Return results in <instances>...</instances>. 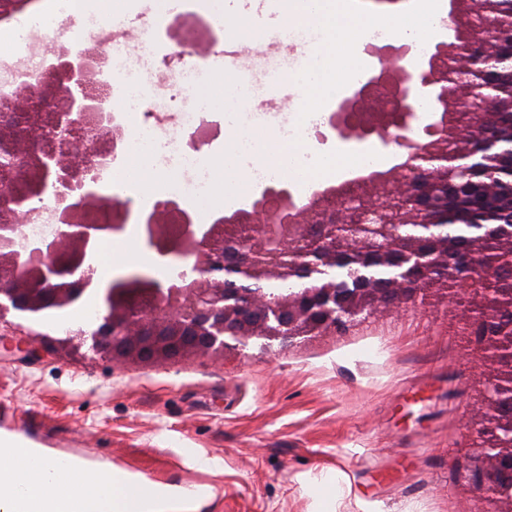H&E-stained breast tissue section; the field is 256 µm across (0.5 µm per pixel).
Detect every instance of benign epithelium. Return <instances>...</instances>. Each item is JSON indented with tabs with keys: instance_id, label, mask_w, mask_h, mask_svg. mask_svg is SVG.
<instances>
[{
	"instance_id": "obj_1",
	"label": "benign epithelium",
	"mask_w": 512,
	"mask_h": 512,
	"mask_svg": "<svg viewBox=\"0 0 512 512\" xmlns=\"http://www.w3.org/2000/svg\"><path fill=\"white\" fill-rule=\"evenodd\" d=\"M31 0L0 2L6 21ZM459 34L436 44L416 67L395 65L370 71L336 100L327 126L341 142H372L404 150L400 166L377 180L354 172L345 182L365 189L348 193L327 186L318 193L294 196L286 182L265 187L248 201L252 232L238 236L242 214L217 211L200 224L174 199L158 201L138 215L144 240L163 260L191 259L193 276L160 292L141 276L121 278L104 288L107 314L92 331L79 330L65 342L78 349L86 342L114 358L168 357L167 345L196 342L193 350L222 353L232 346L291 345L336 331L374 314L414 301L431 285L444 284L447 302L465 298L464 324L484 377L477 403L467 420L475 436L471 481L484 490L494 512H512V399L501 404V387L512 390V323L508 333L495 322L512 317V236L498 243L508 254L501 265L488 249L490 230L481 221L448 231L439 201L442 191L466 178L497 142L485 129L496 116L499 80L512 76V16H495V0H448V27ZM111 76L94 47L55 50L45 59L39 87L20 89L7 111L19 114L17 126L0 124V153L9 150L19 164L0 174V211L11 208L0 225V321L12 311L35 313L65 306L91 284L89 259L106 239L124 234L130 218L116 207L110 224H98L101 172L121 150L122 129L113 125L108 97L99 88ZM434 90L435 114L453 136L443 145L406 134L389 135L395 125L408 130L416 119L415 103ZM473 121L459 127L454 113ZM52 190L58 213L54 237L34 241L25 253L11 249L37 211L25 202ZM481 196L512 213V193H499L494 171L478 184ZM377 219L368 223L363 211ZM462 240L470 258L481 262L480 277L465 279L448 258ZM311 243L323 254L306 251ZM307 272V285L278 292L274 288H227L224 276L242 282L283 281Z\"/></svg>"
}]
</instances>
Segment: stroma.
Wrapping results in <instances>:
<instances>
[{"label": "stroma", "instance_id": "stroma-1", "mask_svg": "<svg viewBox=\"0 0 512 512\" xmlns=\"http://www.w3.org/2000/svg\"><path fill=\"white\" fill-rule=\"evenodd\" d=\"M265 33L254 49L218 32L207 82L228 77L226 107L286 105L288 64L311 49L289 37L277 9L229 0ZM160 0H139L127 45L169 73L191 57L175 37L152 44V25H173ZM83 315L51 322L10 313L0 323V437L48 454L88 455L156 485L213 489L200 512H319L316 492L350 489L335 512H493L469 478L466 418L482 369L461 306L419 294L340 332L285 348L192 353L170 361L80 352L37 353L39 339L89 328Z\"/></svg>", "mask_w": 512, "mask_h": 512}]
</instances>
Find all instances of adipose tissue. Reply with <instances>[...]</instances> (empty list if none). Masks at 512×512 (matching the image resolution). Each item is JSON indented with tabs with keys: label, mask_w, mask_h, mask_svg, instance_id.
I'll list each match as a JSON object with an SVG mask.
<instances>
[{
	"label": "adipose tissue",
	"mask_w": 512,
	"mask_h": 512,
	"mask_svg": "<svg viewBox=\"0 0 512 512\" xmlns=\"http://www.w3.org/2000/svg\"><path fill=\"white\" fill-rule=\"evenodd\" d=\"M123 0H48L43 12L20 16L0 42L13 46L27 38L35 27H44L84 11L117 18L124 12ZM284 21L291 27L312 22L321 29L323 47L315 51L295 80L306 102L334 92L338 57L348 54L351 40L361 32L382 30L402 35L413 33L419 42H429L438 32L436 0H413L408 13L393 17L384 13L363 15L351 9L348 0H294L285 9ZM226 146L213 166L208 194L200 208L249 194L257 175L274 174L305 182L309 169L298 159L297 146H285L272 133L246 131L233 126L225 133ZM152 146L133 139L116 180L135 187L141 202L173 183L176 172L161 171L151 162ZM0 472L13 474L23 490L46 497L72 500L75 512H197L202 493L175 494L135 481L125 472L76 470L62 460H49L12 444L0 445Z\"/></svg>",
	"instance_id": "adipose-tissue-1"
}]
</instances>
